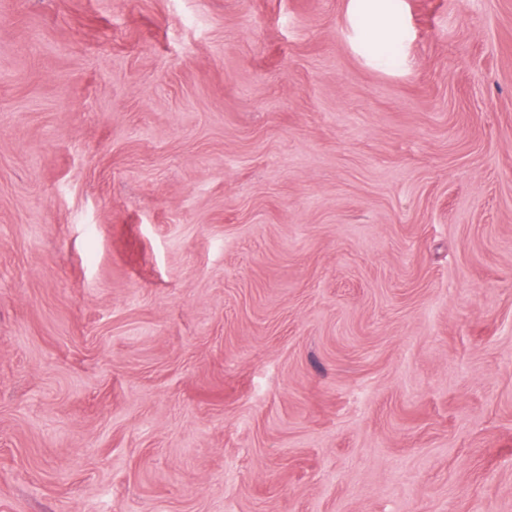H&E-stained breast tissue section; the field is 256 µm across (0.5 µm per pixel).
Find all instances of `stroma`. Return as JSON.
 Masks as SVG:
<instances>
[{
  "mask_svg": "<svg viewBox=\"0 0 512 512\" xmlns=\"http://www.w3.org/2000/svg\"><path fill=\"white\" fill-rule=\"evenodd\" d=\"M0 0V512H512V0Z\"/></svg>",
  "mask_w": 512,
  "mask_h": 512,
  "instance_id": "1",
  "label": "stroma"
}]
</instances>
